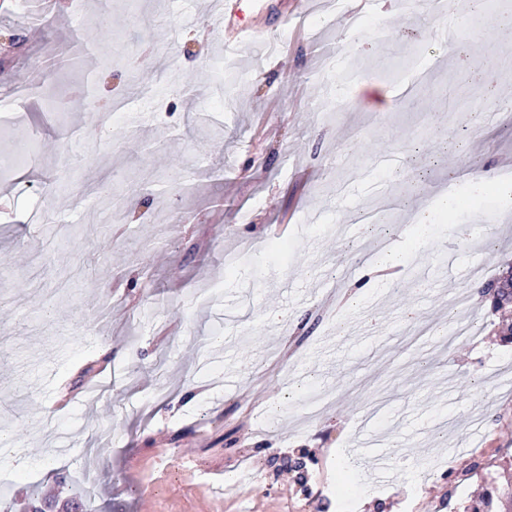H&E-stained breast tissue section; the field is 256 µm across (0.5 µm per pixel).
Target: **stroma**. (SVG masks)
<instances>
[{"mask_svg":"<svg viewBox=\"0 0 512 512\" xmlns=\"http://www.w3.org/2000/svg\"><path fill=\"white\" fill-rule=\"evenodd\" d=\"M336 2L249 0L277 42L235 50L215 0H0V153L30 148L0 172V438L38 451L0 457V512H464L512 479V309L449 308L512 268V20L501 0L486 31L476 0L431 25ZM135 79L149 100L88 106ZM367 82L396 89L390 111L363 106ZM363 251L395 257L389 278ZM357 279L329 327L319 305ZM301 310L307 346L245 409ZM461 324L474 338L446 344ZM479 450L491 468L456 483Z\"/></svg>","mask_w":512,"mask_h":512,"instance_id":"35a3bbf8","label":"stroma"}]
</instances>
